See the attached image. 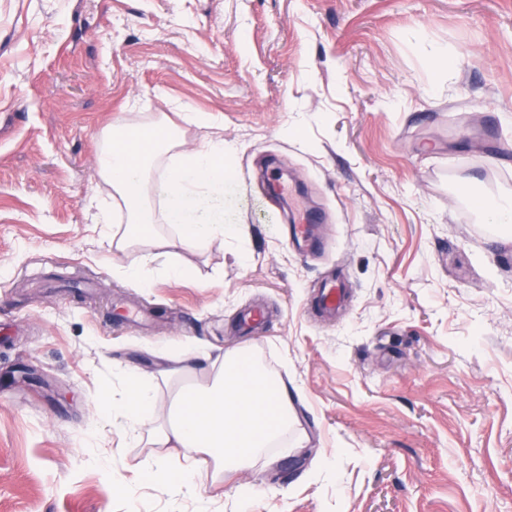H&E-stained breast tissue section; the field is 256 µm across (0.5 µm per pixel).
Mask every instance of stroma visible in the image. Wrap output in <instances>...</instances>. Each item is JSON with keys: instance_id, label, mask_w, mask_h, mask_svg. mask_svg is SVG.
<instances>
[{"instance_id": "35a3bbf8", "label": "stroma", "mask_w": 512, "mask_h": 512, "mask_svg": "<svg viewBox=\"0 0 512 512\" xmlns=\"http://www.w3.org/2000/svg\"><path fill=\"white\" fill-rule=\"evenodd\" d=\"M224 120L235 236L187 273L118 267L89 206L104 128ZM512 0H0V512H512ZM319 217L323 253L283 231ZM350 298L310 316L330 272ZM149 307L142 330L112 300ZM267 322L235 332L242 308ZM252 348L299 390L303 447L191 487L144 480L146 441L100 433L118 366L161 345ZM486 224L512 223V196H500L491 201L483 210V219Z\"/></svg>"}]
</instances>
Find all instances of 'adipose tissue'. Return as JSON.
I'll list each match as a JSON object with an SVG mask.
<instances>
[{
  "instance_id": "adipose-tissue-1",
  "label": "adipose tissue",
  "mask_w": 512,
  "mask_h": 512,
  "mask_svg": "<svg viewBox=\"0 0 512 512\" xmlns=\"http://www.w3.org/2000/svg\"><path fill=\"white\" fill-rule=\"evenodd\" d=\"M185 118L215 128V135L189 150L177 128L158 120L145 126L141 140L110 130L98 154L97 172L112 187L111 201L98 205V222L110 225L121 212L123 239L151 241V262L235 231L224 220V205L236 183L230 163L236 148L220 134V121L196 112ZM161 222L172 234L156 233ZM122 378V397L101 402L103 419L128 430L151 425L150 444L207 454L227 472L246 469L297 422L291 393L242 348L215 356L188 341L177 367L161 374L168 385L163 398L135 372Z\"/></svg>"
}]
</instances>
